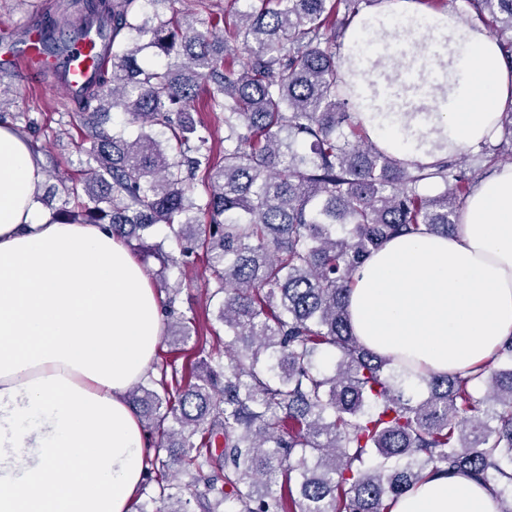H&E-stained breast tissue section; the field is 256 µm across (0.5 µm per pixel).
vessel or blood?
Masks as SVG:
<instances>
[{"instance_id":"vessel-or-blood-1","label":"vessel or blood","mask_w":512,"mask_h":512,"mask_svg":"<svg viewBox=\"0 0 512 512\" xmlns=\"http://www.w3.org/2000/svg\"><path fill=\"white\" fill-rule=\"evenodd\" d=\"M42 31L31 26L24 31L23 44H16L11 32L0 31V76L11 77L15 73L27 74L56 69L63 75L62 85L67 94L82 91L94 78L105 55L106 44L97 30L78 39L62 59L41 54Z\"/></svg>"}]
</instances>
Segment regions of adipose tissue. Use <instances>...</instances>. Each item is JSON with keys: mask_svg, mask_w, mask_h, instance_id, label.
Instances as JSON below:
<instances>
[{"mask_svg": "<svg viewBox=\"0 0 512 512\" xmlns=\"http://www.w3.org/2000/svg\"><path fill=\"white\" fill-rule=\"evenodd\" d=\"M417 23L450 43L457 83L440 103L455 147L495 139L512 82L496 42L455 17L397 0L358 19L344 46ZM27 137L0 125V512H132L146 478L129 389L152 370L159 302L105 224H55ZM351 323L373 352L423 373L455 374L512 339V166L469 196L457 231L389 240L359 267ZM391 512H497L488 487L426 478Z\"/></svg>", "mask_w": 512, "mask_h": 512, "instance_id": "adipose-tissue-1", "label": "adipose tissue"}]
</instances>
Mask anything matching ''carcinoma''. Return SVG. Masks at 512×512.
Returning a JSON list of instances; mask_svg holds the SVG:
<instances>
[{"label": "carcinoma", "mask_w": 512, "mask_h": 512, "mask_svg": "<svg viewBox=\"0 0 512 512\" xmlns=\"http://www.w3.org/2000/svg\"><path fill=\"white\" fill-rule=\"evenodd\" d=\"M77 2V32L49 35L44 49L62 53L95 24L109 49L74 98L88 176L61 181L51 220L107 224L159 262L176 353L128 394L155 435L154 485L137 512H389L448 471L492 487L498 512H512V340L464 375L415 379L350 322L367 256L396 236L454 232L475 186L440 118L398 104L402 59L371 58L365 95L341 55L352 20L378 0H245L203 18L178 0ZM467 3L512 33V0ZM234 52L238 68L225 61ZM194 112L222 114L221 162ZM386 123L413 154L374 140ZM497 125L478 151L489 164L512 160V101ZM428 185L443 191L431 198ZM159 224L177 250L151 240ZM200 256L230 340L180 375L188 343L205 349L176 308Z\"/></svg>", "instance_id": "cac0c4a2"}]
</instances>
